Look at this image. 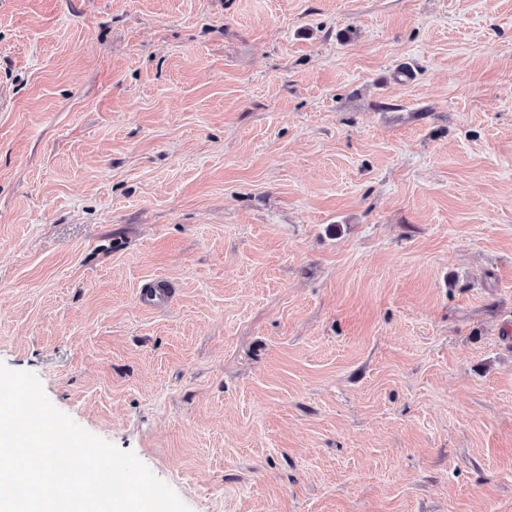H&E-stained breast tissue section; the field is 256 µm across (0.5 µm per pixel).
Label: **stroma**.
<instances>
[{"mask_svg": "<svg viewBox=\"0 0 512 512\" xmlns=\"http://www.w3.org/2000/svg\"><path fill=\"white\" fill-rule=\"evenodd\" d=\"M0 362L191 512H512V0H0Z\"/></svg>", "mask_w": 512, "mask_h": 512, "instance_id": "stroma-1", "label": "stroma"}]
</instances>
